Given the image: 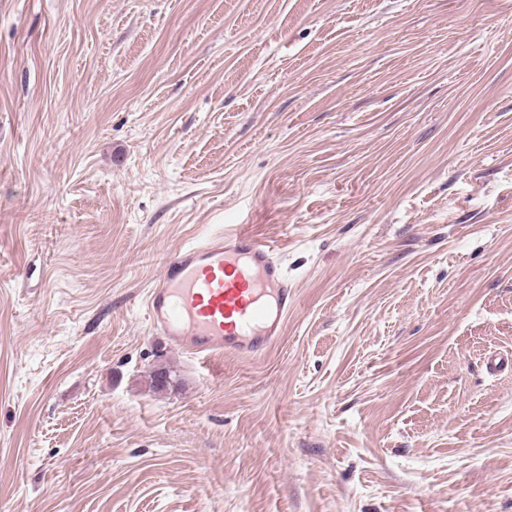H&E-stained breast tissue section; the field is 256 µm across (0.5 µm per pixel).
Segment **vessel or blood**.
<instances>
[{
  "mask_svg": "<svg viewBox=\"0 0 512 512\" xmlns=\"http://www.w3.org/2000/svg\"><path fill=\"white\" fill-rule=\"evenodd\" d=\"M296 301L276 246L236 224L170 255L145 308L178 350L253 358L279 341Z\"/></svg>",
  "mask_w": 512,
  "mask_h": 512,
  "instance_id": "1",
  "label": "vessel or blood"
}]
</instances>
